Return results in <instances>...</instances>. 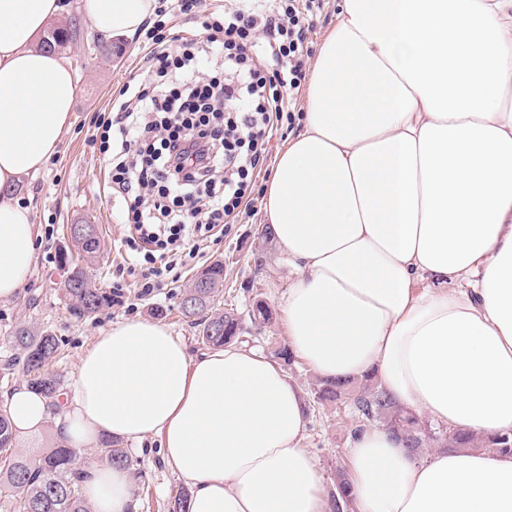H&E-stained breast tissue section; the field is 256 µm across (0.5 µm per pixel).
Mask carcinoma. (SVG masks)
Segmentation results:
<instances>
[{"mask_svg":"<svg viewBox=\"0 0 512 512\" xmlns=\"http://www.w3.org/2000/svg\"><path fill=\"white\" fill-rule=\"evenodd\" d=\"M76 32L67 27L48 29L42 44L70 47ZM81 259L89 264L96 258L101 239L73 240ZM209 283L206 298L195 307L181 306L182 314L191 319L198 331V341L209 347H222L235 340L239 331L236 315L214 307L219 288L224 286V263L215 261L201 271ZM75 286L66 289L68 313L76 318L89 317L112 305V292L98 287L83 272L74 273ZM10 343L15 357L6 362L11 367L22 363L30 387L54 402L62 387L60 378L48 372L50 363L62 354L59 338L51 331L28 322H21L11 331ZM374 376H365L360 394L353 395L350 380H324L315 391L317 402L341 406L348 402L358 417L366 422L377 421L403 442L410 451L420 454L435 443L440 448H466L489 453L512 455V434L491 439L461 431L433 429L418 414L402 407L382 386L373 383ZM16 440L7 411L0 409V452L11 448ZM99 453L111 465H130L118 440L103 437ZM78 449L58 442L17 455L5 471H0V495L18 505V512H91L79 477L74 470ZM346 475L339 477L334 504L336 512L351 507Z\"/></svg>","mask_w":512,"mask_h":512,"instance_id":"1","label":"carcinoma"}]
</instances>
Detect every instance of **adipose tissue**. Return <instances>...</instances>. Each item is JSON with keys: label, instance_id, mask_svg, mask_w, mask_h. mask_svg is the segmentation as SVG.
I'll return each mask as SVG.
<instances>
[{"label": "adipose tissue", "instance_id": "obj_1", "mask_svg": "<svg viewBox=\"0 0 512 512\" xmlns=\"http://www.w3.org/2000/svg\"><path fill=\"white\" fill-rule=\"evenodd\" d=\"M156 6L0 0V299L36 261L17 188L56 153L79 95L41 39L74 8L130 39ZM305 96L265 198L297 272L282 303L292 350L326 380L377 376L432 424L512 432V0H341ZM422 278L431 287L415 290ZM0 404L21 436L159 437L189 512H333L300 387L250 349L194 356L166 325L127 319L95 338L58 401L23 383ZM346 460L353 512H512V455L421 459L370 427ZM80 476L94 512H130L133 468Z\"/></svg>", "mask_w": 512, "mask_h": 512}]
</instances>
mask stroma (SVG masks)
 Here are the masks:
<instances>
[{
  "instance_id": "stroma-1",
  "label": "stroma",
  "mask_w": 512,
  "mask_h": 512,
  "mask_svg": "<svg viewBox=\"0 0 512 512\" xmlns=\"http://www.w3.org/2000/svg\"><path fill=\"white\" fill-rule=\"evenodd\" d=\"M79 28L82 38L89 35L87 22H80ZM82 38L64 53L80 82L70 129L42 172L25 179L19 190L22 204L32 213L40 247L33 277L24 293L0 301V393L25 379L21 366L5 365L13 355L10 333L24 321L50 327L61 340L63 354L50 371L67 384L96 336L117 322L150 318L155 306L166 309L164 324L187 338L192 354L203 353L205 347L198 342L194 326L180 312V294L197 272L217 260L224 263V288L215 300L216 307L237 313L239 345L275 358L288 343L280 300L295 274L276 247L269 250L262 268L253 264L252 253L266 224L264 196H256L251 215L242 223L228 225L223 236L208 244L203 257L165 275L162 288L151 295L142 296L133 277L124 275L128 228L121 215L126 204L112 191L109 155L101 151L91 135L95 122L110 115L114 92L142 67L150 42L145 34H138L124 42L118 59L109 61L103 52L83 43ZM73 224L96 225L102 239L100 253L87 268L89 277L107 289L117 281L123 286L120 303L82 320L67 312L65 274L60 267L61 254L70 246L68 231ZM259 298L271 310V317L265 322L251 317ZM286 372L301 387L307 405L304 445L314 456L326 486L334 487L346 467V449L357 421L315 402L320 378L304 360H296ZM129 459L139 474L133 512H168L170 498L182 481L164 466L159 438L148 437L138 451L130 453Z\"/></svg>"
}]
</instances>
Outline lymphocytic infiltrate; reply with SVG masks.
<instances>
[{
	"mask_svg": "<svg viewBox=\"0 0 512 512\" xmlns=\"http://www.w3.org/2000/svg\"><path fill=\"white\" fill-rule=\"evenodd\" d=\"M321 0H170L200 36L172 52L154 22L148 65L112 101L102 151L112 188L127 196L126 245L144 293L171 272L173 255L199 245L248 208L269 144L293 121L306 78L303 48Z\"/></svg>",
	"mask_w": 512,
	"mask_h": 512,
	"instance_id": "f902f5d3",
	"label": "lymphocytic infiltrate"
}]
</instances>
